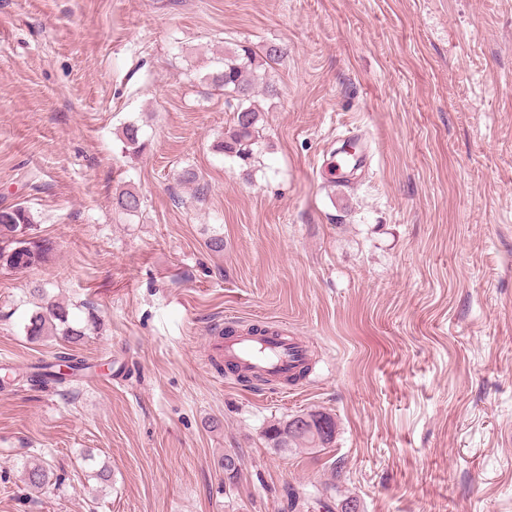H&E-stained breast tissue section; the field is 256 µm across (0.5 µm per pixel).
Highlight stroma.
I'll use <instances>...</instances> for the list:
<instances>
[{
    "label": "stroma",
    "mask_w": 512,
    "mask_h": 512,
    "mask_svg": "<svg viewBox=\"0 0 512 512\" xmlns=\"http://www.w3.org/2000/svg\"><path fill=\"white\" fill-rule=\"evenodd\" d=\"M243 42L283 50L247 164L213 152L233 114L204 81ZM348 128L370 164L339 188ZM16 205L53 250L0 267V368L67 346L24 330L39 285L94 313V369L0 387V512H288V487L295 512H512V0H0ZM230 319L288 323L309 378L252 393L210 366ZM310 411L332 444L269 448V422ZM34 455L60 485L27 490Z\"/></svg>",
    "instance_id": "obj_1"
}]
</instances>
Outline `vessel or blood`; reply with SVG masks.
I'll return each instance as SVG.
<instances>
[{
  "label": "vessel or blood",
  "instance_id": "1",
  "mask_svg": "<svg viewBox=\"0 0 512 512\" xmlns=\"http://www.w3.org/2000/svg\"><path fill=\"white\" fill-rule=\"evenodd\" d=\"M364 149H357L350 157L333 160L330 169L331 183L355 175L367 165ZM208 357H218L237 366L239 371L260 373L271 379H284L298 371L310 360L309 344L287 325L266 323L265 332L255 335L239 331L227 336H211L207 344Z\"/></svg>",
  "mask_w": 512,
  "mask_h": 512
}]
</instances>
